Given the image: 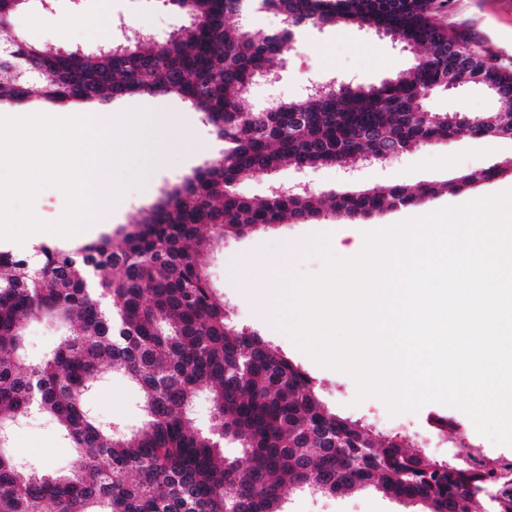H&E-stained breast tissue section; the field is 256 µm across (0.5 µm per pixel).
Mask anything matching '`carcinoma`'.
<instances>
[{"mask_svg": "<svg viewBox=\"0 0 512 512\" xmlns=\"http://www.w3.org/2000/svg\"><path fill=\"white\" fill-rule=\"evenodd\" d=\"M282 17L283 35L257 40L228 26L247 0H192L188 26L158 41L131 28L118 41L81 51L69 65L62 50L15 39L10 19L42 0H0V101L37 90L51 102H106L160 91L189 101L224 141V156L168 192L139 218L109 235L71 248L39 245L35 263L0 250V512H284L292 489L324 494L373 486L426 506V512H472L490 489L485 478L453 461L405 446L344 417L320 399L316 383L283 350L237 324L197 256L249 231L321 216L366 220L416 207L512 174V158L411 191L360 189L289 198L244 197L235 186L283 163L312 169L362 153L388 160L433 140L469 133L512 141V69L473 50L435 19L439 0H261ZM390 21L406 44L426 37L423 58L386 87L323 83L304 101L270 112L247 111L241 98L272 74L296 33L309 25L352 19L371 27ZM481 74L497 111L477 126L451 125L447 114L419 116L416 104L448 77V63ZM62 329L40 357L26 352V327ZM138 394L143 420L123 433L87 405L105 370ZM204 394L212 428L192 426ZM55 422L75 448L78 465L48 470L12 450L16 429L31 415ZM237 439L248 459L224 458L220 440ZM495 512H512V489L500 482Z\"/></svg>", "mask_w": 512, "mask_h": 512, "instance_id": "1", "label": "carcinoma"}]
</instances>
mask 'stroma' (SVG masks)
I'll use <instances>...</instances> for the list:
<instances>
[{
    "label": "stroma",
    "mask_w": 512,
    "mask_h": 512,
    "mask_svg": "<svg viewBox=\"0 0 512 512\" xmlns=\"http://www.w3.org/2000/svg\"><path fill=\"white\" fill-rule=\"evenodd\" d=\"M437 20L478 42L499 63L512 67V0H447ZM190 19L159 0H52L48 11L31 9L13 18L15 32L23 39L59 49L90 48L117 38L128 28H139L166 38L184 29ZM414 55L389 37L356 25L308 26L288 50L283 65L275 67V81L253 85L241 105L254 110L280 101H300L314 82L339 79L374 85L410 67ZM433 112L481 113L494 110L495 100L484 90L459 92L439 90L426 103ZM185 123L160 129L156 138L164 149L162 162L151 150L130 159L124 143L127 128L112 125V184L123 208L105 225L104 233L128 225L140 211L149 209L173 184L194 170L222 157L223 141L211 131L202 113H188ZM512 156V142L476 138L468 134L399 153L391 160L357 166L353 176L340 168L324 167L313 175L316 190L344 191L368 187L380 191L397 185L419 189L463 172L481 171ZM344 221L325 216L310 224H277L267 229L225 239L202 251L201 265L224 296V304L238 324L256 331L279 345L318 386L321 400L336 413L361 418L382 432H403L410 445L439 458L453 457L458 449L480 451L486 468H498L503 457H512V447L499 445L480 435L472 420L460 409L430 403L418 412L390 415L385 403L375 397L357 400V386L346 373L317 365L302 352L279 325L262 321L253 298V287L262 280L276 281L281 290V309H288L294 276L319 273L324 261L318 250L334 240ZM92 411L119 428L138 425L141 416L137 398L119 377L105 374L89 398ZM13 448L42 466L61 469L73 462L71 448L62 442L55 425L32 418L16 430ZM285 512H424L422 503L399 501L365 487L337 496L290 492Z\"/></svg>",
    "instance_id": "obj_1"
}]
</instances>
